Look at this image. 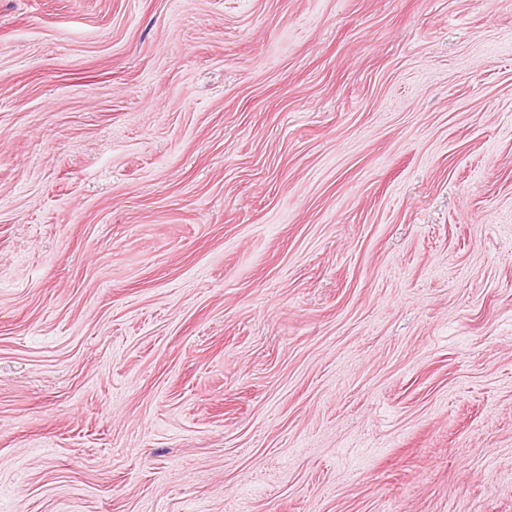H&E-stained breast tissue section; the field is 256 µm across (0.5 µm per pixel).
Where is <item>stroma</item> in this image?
<instances>
[{"instance_id":"obj_1","label":"stroma","mask_w":512,"mask_h":512,"mask_svg":"<svg viewBox=\"0 0 512 512\" xmlns=\"http://www.w3.org/2000/svg\"><path fill=\"white\" fill-rule=\"evenodd\" d=\"M0 512H512V0H0Z\"/></svg>"}]
</instances>
